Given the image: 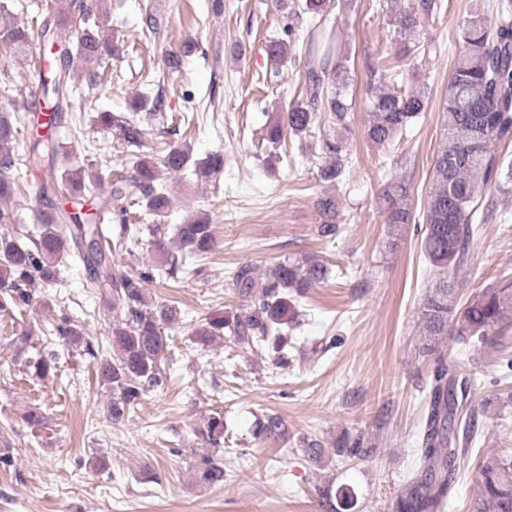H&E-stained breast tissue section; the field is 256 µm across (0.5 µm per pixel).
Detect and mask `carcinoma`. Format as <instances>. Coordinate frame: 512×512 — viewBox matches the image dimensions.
<instances>
[{
  "mask_svg": "<svg viewBox=\"0 0 512 512\" xmlns=\"http://www.w3.org/2000/svg\"><path fill=\"white\" fill-rule=\"evenodd\" d=\"M354 0H276L282 12L310 15V28L301 46L295 41L274 39L266 52L277 65L287 62L302 67L305 91L286 111L264 128L263 139L275 144L289 134L303 141L314 129L319 137L317 164L321 181L342 182L346 144L341 131L349 129L356 109L355 97L343 92L354 82L355 70L342 52L331 22L335 11L344 12ZM441 0H407L396 16L395 59L398 70L388 73L371 67L365 83L366 125L369 139L385 147L413 131L414 121L429 106L426 91L413 87L409 73L413 62L426 55L414 43L422 22L441 12ZM494 16L478 14L465 20L460 32L461 47L442 99L445 134L437 151L432 180L418 214L411 204L412 184L405 175L381 183L378 192L384 223L393 228L404 224H425L420 248L438 279L426 296L422 322L428 335H451L465 345L491 346L496 336L512 327V280L474 295L465 305L455 300L454 281L448 271L461 272L467 266L471 240L483 225L495 218L492 199L486 190L512 193V158L500 146L512 143V0H496ZM67 30L71 38L60 42L57 34ZM47 44L44 58L50 72L41 84V94L50 103L54 122L73 113L70 123L78 126L82 114L94 112L96 122L119 130L121 145L130 152L132 173H118L110 180L108 196L101 197L103 168L65 166L51 183L41 186L50 217L42 222L38 235L21 238L0 233V313L23 315L30 307L36 285L54 284L60 268L84 266L90 289L112 313V353L99 350L85 337L80 325L67 317L41 330L46 354L28 362L32 376L43 379L55 368L58 353L48 346L82 347L93 358L100 357L99 375L110 396L109 417L117 423L129 417L142 397L162 390L170 373L165 362L173 360L171 337L164 326L176 321L177 308L164 301L148 302L147 286L159 280L178 279L180 273L199 274V262L215 246L209 214L169 228L162 223L168 202L163 179L171 174L192 173L204 183L224 169V155L214 153L193 159L187 142L167 144L162 149L143 151L145 129L140 123L116 115L103 107L93 79L81 81L77 64L108 68L116 55L112 37L106 34L98 10L85 0H55L52 13L29 26L16 22L15 0H0V47L22 55L32 43ZM161 98L138 97L132 110H144L153 117L162 115ZM21 119L0 109V224L15 223L6 205L17 188L14 172L18 158L16 144ZM68 155L66 147L49 139L33 143L25 154L28 167L40 168ZM114 201H123L113 212L116 230L106 235L101 218ZM317 236L328 244L343 233L336 200H317ZM173 230L178 251L169 248L168 230ZM149 232L157 260L127 273L112 270L114 254H131ZM332 276L330 264L315 257L282 262L272 269L260 291H255L254 268L244 263L228 277L227 287L242 300L230 315H213L196 330L206 339L222 336L241 347H258L273 356V366H288L289 330L300 315L298 299L308 289L324 284ZM422 354L431 358L433 370L425 407L418 429V462L406 477L392 512H444L457 476L469 465L470 448L480 442V427L473 396L458 388L457 364L447 351L432 345ZM224 416L208 417L203 435L214 448L224 445ZM279 416L266 415L255 422L253 437L275 438L285 434ZM371 449L361 438L346 439L337 445V455L361 460ZM198 481L209 487L224 485V459L203 455L195 463ZM323 512H348L352 493L346 489L320 490ZM478 512H512V459L498 455L485 457L480 464Z\"/></svg>",
  "mask_w": 512,
  "mask_h": 512,
  "instance_id": "1",
  "label": "carcinoma"
}]
</instances>
